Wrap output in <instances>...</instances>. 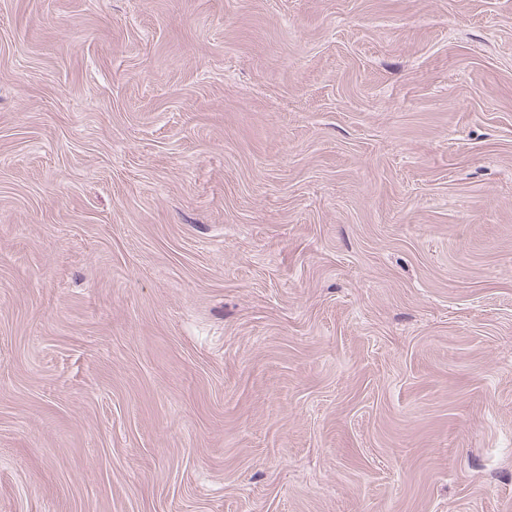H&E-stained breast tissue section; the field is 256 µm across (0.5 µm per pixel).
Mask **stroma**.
<instances>
[{"label":"stroma","instance_id":"1","mask_svg":"<svg viewBox=\"0 0 512 512\" xmlns=\"http://www.w3.org/2000/svg\"><path fill=\"white\" fill-rule=\"evenodd\" d=\"M0 512H512V0H0Z\"/></svg>","mask_w":512,"mask_h":512}]
</instances>
